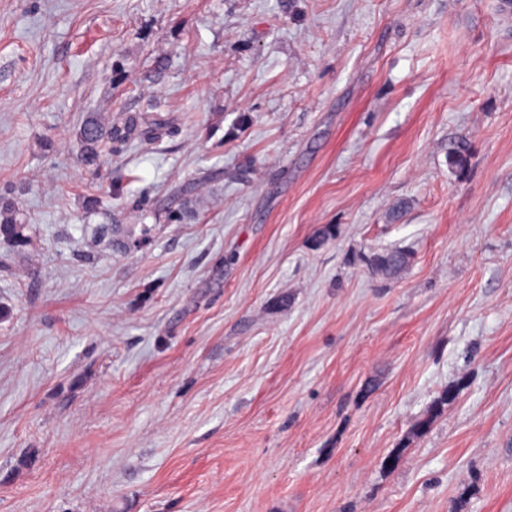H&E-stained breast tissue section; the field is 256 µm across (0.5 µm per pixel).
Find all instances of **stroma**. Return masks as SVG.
<instances>
[{
  "label": "stroma",
  "mask_w": 512,
  "mask_h": 512,
  "mask_svg": "<svg viewBox=\"0 0 512 512\" xmlns=\"http://www.w3.org/2000/svg\"><path fill=\"white\" fill-rule=\"evenodd\" d=\"M1 202L0 512H512V0H0ZM112 123H105L98 117L91 116L81 125L77 133L82 162L86 166H97L102 160V153L112 150ZM20 213L16 209L6 204H1L0 207V236L1 238L13 243L16 246H21L25 242L24 229L26 224H23L19 218ZM410 254L400 248H391L374 257V264L383 273L394 276L402 272L410 263Z\"/></svg>",
  "instance_id": "35a3bbf8"
}]
</instances>
